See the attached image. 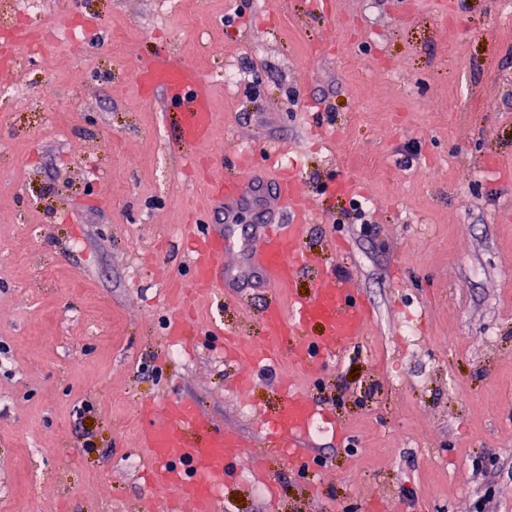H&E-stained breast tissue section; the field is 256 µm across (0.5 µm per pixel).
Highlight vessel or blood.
<instances>
[{"instance_id":"1","label":"vessel or blood","mask_w":512,"mask_h":512,"mask_svg":"<svg viewBox=\"0 0 512 512\" xmlns=\"http://www.w3.org/2000/svg\"><path fill=\"white\" fill-rule=\"evenodd\" d=\"M135 76L146 89L164 91L166 107L178 127L179 146L191 147L208 139L214 114L196 67L163 52L141 64ZM286 152L281 146L266 155V167L273 173L274 203L254 224V244L247 251L249 266L272 288L261 313L268 339L258 349L245 339H237L228 353L237 361L260 366L278 358L281 339L288 335L295 339L291 359L315 369L328 365L342 346L359 340L372 323L373 314L357 291L346 287L332 270L312 294H292L295 276L309 261L299 243L318 215L303 201L294 171L282 167L280 160ZM237 161L242 177L214 180L206 193L207 204L223 207L228 217L247 203L258 177L250 152L239 153ZM227 247L220 229L211 224L197 225L190 245L192 291L206 294L234 287L236 278L223 263ZM140 411L148 419L140 443L147 450L149 475L153 485L167 489L168 495L147 498L138 512H167L173 497L189 501L192 512H221L218 491L226 475V451L245 447V439L237 431L213 428L198 405L184 397H168L141 406ZM327 418V412L315 401L300 394L289 395L278 417L264 427L268 452L294 463L306 462V440L312 426ZM204 428L209 429L210 436L197 442L193 434Z\"/></svg>"}]
</instances>
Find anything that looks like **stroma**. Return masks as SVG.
<instances>
[{"label": "stroma", "mask_w": 512, "mask_h": 512, "mask_svg": "<svg viewBox=\"0 0 512 512\" xmlns=\"http://www.w3.org/2000/svg\"><path fill=\"white\" fill-rule=\"evenodd\" d=\"M327 2L44 0L42 28L74 13L86 28L0 70V91L56 89L44 110L0 112V512H136L152 493L140 404L173 395L253 442L229 453L223 512H512V22L503 0L442 18L438 0ZM164 45L208 81L195 154L222 153L233 177L234 149L288 146L319 215L295 292L328 264L373 309L339 362L281 359L245 401L210 329L263 340L258 275L198 300L197 335H166L206 185L134 80ZM292 389L347 433L312 432L305 468L254 445Z\"/></svg>", "instance_id": "1"}]
</instances>
